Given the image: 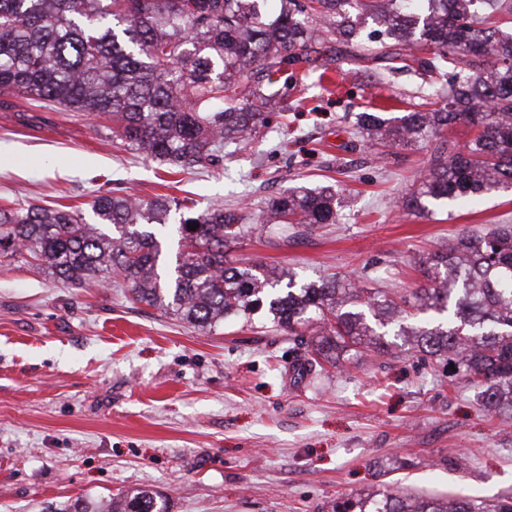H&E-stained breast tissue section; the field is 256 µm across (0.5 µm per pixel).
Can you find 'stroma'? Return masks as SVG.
Masks as SVG:
<instances>
[{
  "label": "stroma",
  "mask_w": 512,
  "mask_h": 512,
  "mask_svg": "<svg viewBox=\"0 0 512 512\" xmlns=\"http://www.w3.org/2000/svg\"><path fill=\"white\" fill-rule=\"evenodd\" d=\"M424 87L413 73L375 82L366 62L336 56L326 74L288 79L282 124L184 170L113 143L105 120L0 95V207L64 205L89 220L109 189L247 215L290 187L329 186L338 223L255 234L227 264L337 273L397 298L425 285L424 261L449 239L512 224L511 188L421 216L401 209L430 148L381 158L352 124L358 112L403 115ZM265 322L259 312L203 332L134 301L122 279L81 288L28 254L0 256V512L134 488L170 512H328L389 488L512 497V419L487 414L444 363L397 344L294 380L299 350ZM396 456L406 464L393 471Z\"/></svg>",
  "instance_id": "obj_1"
}]
</instances>
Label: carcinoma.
I'll return each mask as SVG.
<instances>
[{
    "mask_svg": "<svg viewBox=\"0 0 512 512\" xmlns=\"http://www.w3.org/2000/svg\"><path fill=\"white\" fill-rule=\"evenodd\" d=\"M0 0V93L45 107L87 112L118 126L123 146L191 169L221 158L270 124L272 88L297 67L344 48L364 51L378 81L396 71L446 74L443 106L386 118L360 112L354 128L385 154L422 141L435 145L419 187L402 198L409 215L426 201L472 203L512 188V0ZM372 20L377 29L366 34ZM465 122L466 144L445 136ZM95 223L73 211L0 209V255L27 252L36 266L89 287L115 270L133 300L212 331L264 309L274 331L307 346L312 372L339 367L347 353L389 352L384 328L411 348L454 365L480 389L488 412L512 416V225L463 234L424 262L427 285L396 303L384 292L334 276L296 281L263 263L224 265V249L261 226L308 232L338 220L328 187H293L252 218L221 206L182 212L169 197L144 202L106 192L90 203ZM198 225L191 231L190 224ZM180 235L186 250L161 259L160 240ZM417 326L399 325L412 313ZM60 512H169L148 489L77 497ZM331 512H512V498L477 503L388 491L339 499Z\"/></svg>",
    "mask_w": 512,
    "mask_h": 512,
    "instance_id": "obj_1",
    "label": "carcinoma"
}]
</instances>
